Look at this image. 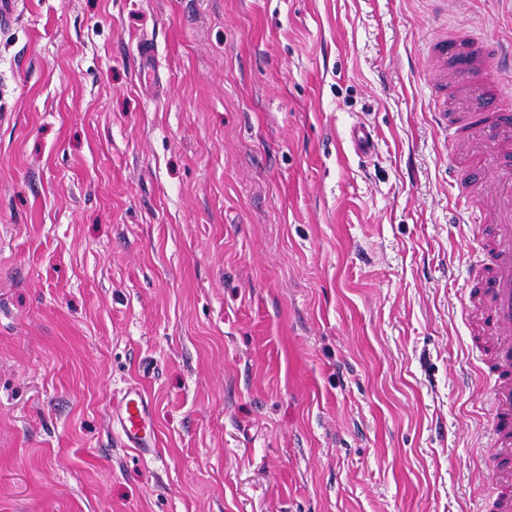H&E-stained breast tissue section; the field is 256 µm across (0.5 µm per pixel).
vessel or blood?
Wrapping results in <instances>:
<instances>
[{"mask_svg": "<svg viewBox=\"0 0 512 512\" xmlns=\"http://www.w3.org/2000/svg\"><path fill=\"white\" fill-rule=\"evenodd\" d=\"M491 52L504 67L512 65V44L501 46L491 36L459 29L443 34L431 46L441 69L458 77L440 84L429 99V116L447 131L451 143L462 145L465 162L450 160L448 184H466L463 205L470 223L479 225L471 249L478 273L464 304L475 344L476 377L492 378L489 402L493 428L486 451L498 462L494 512H512V107L495 97L496 78L481 57ZM141 80L156 86L158 52L149 40L137 45ZM124 447L143 456L157 448L155 423L144 392L128 388L112 414Z\"/></svg>", "mask_w": 512, "mask_h": 512, "instance_id": "b4317fda", "label": "vessel or blood"}]
</instances>
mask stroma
Instances as JSON below:
<instances>
[{"label": "stroma", "instance_id": "obj_1", "mask_svg": "<svg viewBox=\"0 0 512 512\" xmlns=\"http://www.w3.org/2000/svg\"><path fill=\"white\" fill-rule=\"evenodd\" d=\"M447 2L19 0L0 30V512L486 503L461 300L478 227L425 98L443 30L512 41V0ZM130 385L149 458L112 424ZM137 51L139 54L141 67V81L149 87L155 88L158 82V73L155 64L158 58L156 45L148 39H142L138 42Z\"/></svg>", "mask_w": 512, "mask_h": 512}]
</instances>
